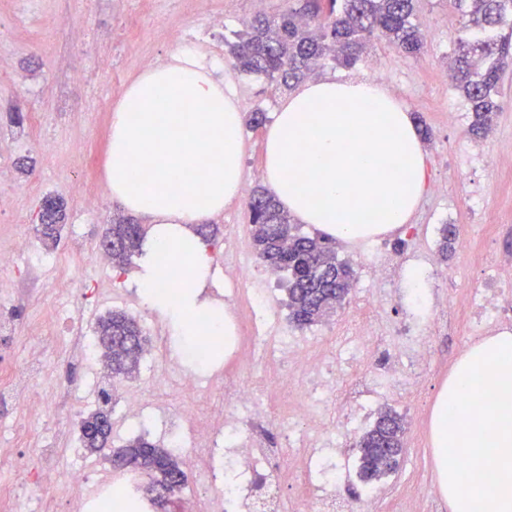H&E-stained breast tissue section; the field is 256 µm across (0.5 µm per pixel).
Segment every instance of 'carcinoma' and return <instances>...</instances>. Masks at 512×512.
<instances>
[{
    "instance_id": "cac0c4a2",
    "label": "carcinoma",
    "mask_w": 512,
    "mask_h": 512,
    "mask_svg": "<svg viewBox=\"0 0 512 512\" xmlns=\"http://www.w3.org/2000/svg\"><path fill=\"white\" fill-rule=\"evenodd\" d=\"M458 7L467 25L448 68L449 79L469 107L467 134L483 138L500 110L501 77L512 71V0H458ZM375 36L404 55L420 54L424 42L414 0H303L296 9L255 17L247 30L238 34L230 52L242 72L262 74L292 89L326 56L346 67L355 64ZM248 209L256 256L260 260L279 258L280 270L288 273L290 323L302 329L319 322L349 294L354 280L351 265L336 258L329 240L300 232L271 191H255ZM64 219L63 202L50 199L40 217L42 240H57ZM106 235L115 243L112 266L122 269L141 251L145 230L134 219L119 216L112 220ZM455 239V227L444 225L438 252L448 256ZM120 339L142 346V329L135 318L116 311L99 320L98 355L110 366L113 378H131L137 373L140 357L107 346ZM109 415L100 409L80 422V443L91 454L108 443L109 435L97 433V425ZM404 430L402 416L386 409L372 428L362 433L355 444L361 449L357 471L361 482L372 484L395 470L404 453ZM382 445L392 449L383 461L374 453ZM112 458L124 460L131 471L146 477L149 493L159 487L179 493L185 486L186 475L178 457L142 435L113 449Z\"/></svg>"
}]
</instances>
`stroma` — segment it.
Segmentation results:
<instances>
[{
    "mask_svg": "<svg viewBox=\"0 0 512 512\" xmlns=\"http://www.w3.org/2000/svg\"><path fill=\"white\" fill-rule=\"evenodd\" d=\"M224 29L211 56L214 71L223 78L224 89L236 100L244 120L240 148L242 187L238 198L228 201L214 216L219 237L235 236L251 243L246 203L257 180L253 168L262 166L266 126L248 122L251 113L274 116L283 95L275 84L257 75L240 73L233 66L229 46L244 20L254 16L253 0H222ZM38 21L0 43V69L12 72L0 80V168L7 169L0 193L9 199L8 219L0 218V242L17 237L29 240L31 254L54 258V265H34L31 254L21 255L15 270L0 273V286L11 299L6 306L15 321L8 347H0V368L24 367L34 345L43 347L47 375L31 384L32 403L22 405L0 395V489L17 495L29 477L41 469L58 475V492L51 499L53 512H69L75 494L69 482L72 469L82 466L97 477L113 472L101 454L84 453L78 446L75 425L102 405L103 391H110L114 407L123 404L122 389H107L98 380L93 365L72 348L65 334L67 325L54 320V312H70L83 324L95 326L98 318L112 311L136 317L149 346H156L153 326L173 334L167 316L152 311L142 316L144 303L136 277L140 260L132 258L124 269L96 270L75 256L76 248L95 250L97 243L120 211L104 181L110 136V110L125 86L143 70L142 57L165 62L176 47L179 32L195 27L197 18L187 13L170 14L169 0H43ZM141 16L136 37H128L125 20ZM416 15L424 35L422 54L406 57L384 41L372 40L366 54L351 67L326 59L314 76L370 78L372 70L385 75L384 87L400 99L412 116L422 117L431 129L424 143L429 188L412 218L408 231L357 243L336 242L338 259L350 262L354 281L372 288L368 265L375 256H391L400 274L399 293L384 303V318L392 325L409 315L408 274L414 250L436 252L441 225L457 229L456 251L441 261L444 272L436 284L421 281L420 310L431 313L429 363L420 365L417 384L403 401L381 399L377 408H389L404 417L406 453L386 482L396 491L381 501L379 512H401L404 501L417 493L425 497L426 512H449L442 496H431L437 484L430 439V417L439 390L456 360L469 345L470 314L463 302V288L475 284L486 266L487 251L512 255V167L491 166L490 158L512 154V74L500 84L501 111L493 132L475 139L466 132L468 114L457 90L446 79L465 20L454 0H416ZM87 30L88 39L72 46L67 32ZM40 124H31L33 114ZM22 124H15L16 115ZM93 183L100 196L98 213L83 211L82 201L71 187ZM61 199L66 218L56 246L45 247L38 238V211L44 196ZM73 282L69 295H61L56 283L61 275ZM371 314L349 294L328 318L312 326L325 350L339 349L354 324Z\"/></svg>",
    "mask_w": 512,
    "mask_h": 512,
    "instance_id": "obj_1",
    "label": "stroma"
}]
</instances>
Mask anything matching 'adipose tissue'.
<instances>
[{"instance_id":"1","label":"adipose tissue","mask_w":512,"mask_h":512,"mask_svg":"<svg viewBox=\"0 0 512 512\" xmlns=\"http://www.w3.org/2000/svg\"><path fill=\"white\" fill-rule=\"evenodd\" d=\"M105 186L148 218L138 288L188 323L210 276L191 228L241 190L242 119L224 83L185 48L146 69L112 106ZM265 184L301 223L355 242L408 224L426 190V158L408 108L378 83L327 76L282 102L264 145ZM180 275L177 295L159 282Z\"/></svg>"}]
</instances>
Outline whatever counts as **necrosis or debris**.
Listing matches in <instances>:
<instances>
[{"mask_svg":"<svg viewBox=\"0 0 512 512\" xmlns=\"http://www.w3.org/2000/svg\"><path fill=\"white\" fill-rule=\"evenodd\" d=\"M241 250L238 240L225 239L224 302L232 312L248 309L245 324L251 330L236 355L247 365L263 359L266 366L277 367V374L266 379L259 390L244 383L226 388V409L205 420L198 407L182 404L185 396L200 390L201 378L188 370L177 384H170L159 353L151 351L144 357L151 386L176 408L159 413L149 410L140 390L130 387L124 392L120 418L137 429L164 428L168 447L205 477L209 512H335L336 486L345 469L323 412L340 397L337 381L329 372L331 363L360 367L387 357L388 368L379 388H368L358 380L341 396L355 411L369 410L377 398H400L415 385L411 369L427 356L430 329L417 326L399 335L391 326L378 329L366 321L354 327L335 358H328L320 337L297 334L282 315H270L267 278L252 262L238 261ZM503 295L512 298V265L494 260L482 286L465 296L473 335L483 336L512 322L497 305ZM275 403L304 421L300 431L289 432L291 453L284 461L277 449L262 447L243 428L246 420L266 417ZM291 481L298 483L300 490L283 498L281 490ZM55 482L53 473L41 471L24 494L0 501V507L5 512H45V499Z\"/></svg>","mask_w":512,"mask_h":512,"instance_id":"obj_1","label":"necrosis or debris"}]
</instances>
